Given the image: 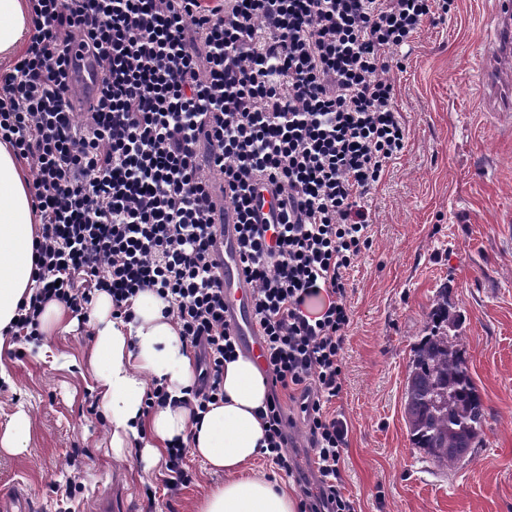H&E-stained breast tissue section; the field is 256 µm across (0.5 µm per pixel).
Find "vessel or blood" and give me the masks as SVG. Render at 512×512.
Segmentation results:
<instances>
[{"mask_svg":"<svg viewBox=\"0 0 512 512\" xmlns=\"http://www.w3.org/2000/svg\"><path fill=\"white\" fill-rule=\"evenodd\" d=\"M497 15L498 46L494 52L481 59L479 71L499 105L508 108L512 106V0H499ZM69 55L75 64V89L82 103L90 104L102 78L101 70L96 61L86 57L79 43L71 44ZM277 205L272 188L266 182H259L254 201L258 223H272ZM216 259L224 280L226 319L236 335L248 337L247 353L263 356L264 347L259 337H256L252 323L251 286L241 270L237 236L231 222H224L217 227Z\"/></svg>","mask_w":512,"mask_h":512,"instance_id":"obj_1","label":"vessel or blood"}]
</instances>
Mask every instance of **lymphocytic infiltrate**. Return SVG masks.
Listing matches in <instances>:
<instances>
[{"instance_id": "f902f5d3", "label": "lymphocytic infiltrate", "mask_w": 512, "mask_h": 512, "mask_svg": "<svg viewBox=\"0 0 512 512\" xmlns=\"http://www.w3.org/2000/svg\"><path fill=\"white\" fill-rule=\"evenodd\" d=\"M449 0H28L34 32L0 73V142L34 173L38 287L12 334L36 340L49 302L88 320L98 293L132 319L151 291L193 350L184 403L224 397L239 338L211 260L209 173L224 181L265 345L264 453L295 470L302 427L315 486L299 512H355L343 469L347 274L372 245L365 200L403 155L407 120L386 73ZM102 72L76 112L68 46ZM280 197L254 221L258 181ZM295 398L288 413L282 396Z\"/></svg>"}]
</instances>
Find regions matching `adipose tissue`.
Listing matches in <instances>:
<instances>
[{"label": "adipose tissue", "mask_w": 512, "mask_h": 512, "mask_svg": "<svg viewBox=\"0 0 512 512\" xmlns=\"http://www.w3.org/2000/svg\"><path fill=\"white\" fill-rule=\"evenodd\" d=\"M32 27L26 0H0V57L19 54ZM32 197L26 170L12 149L0 143V350L20 303L36 288ZM165 307L155 293H140L133 320L124 322L113 319L107 293L96 296L92 342L84 361L97 382L113 441L120 447L141 442L140 456L150 466L164 461L173 440L189 441L193 454L224 476L199 512H296L293 491L266 474L243 473L264 446V428L256 415L268 392L262 371L244 355L225 363L223 401L209 404L200 419H193L181 403L194 384L192 358L174 323L165 318ZM148 375L165 380L171 396L170 403L149 414L143 410Z\"/></svg>", "instance_id": "obj_1"}]
</instances>
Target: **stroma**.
Here are the masks:
<instances>
[{"instance_id": "35a3bbf8", "label": "stroma", "mask_w": 512, "mask_h": 512, "mask_svg": "<svg viewBox=\"0 0 512 512\" xmlns=\"http://www.w3.org/2000/svg\"><path fill=\"white\" fill-rule=\"evenodd\" d=\"M497 27L495 0H454L390 72L409 143L371 194L372 246L348 274L353 323L336 402L350 424L343 476L357 512H512V109L490 110L475 76ZM443 290L486 408L481 447L449 471L412 449L403 416L411 348ZM12 342L0 354L10 377L0 426L25 409L31 439L23 454L0 453V496L20 490L25 512H102L113 501L118 512H197L223 484L190 456L193 479L172 496L166 469H144L130 447L114 453L90 408L89 324L45 337L39 353L24 337Z\"/></svg>"}]
</instances>
